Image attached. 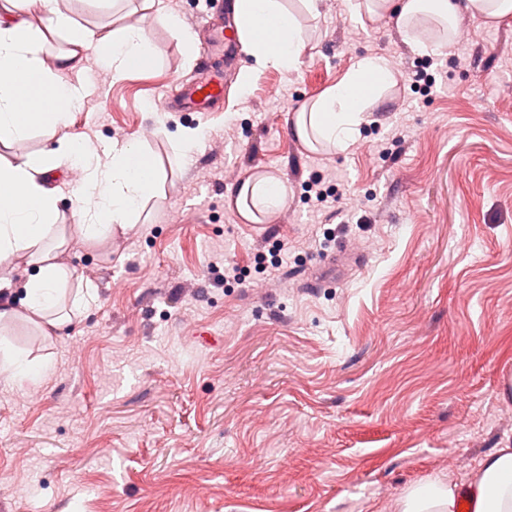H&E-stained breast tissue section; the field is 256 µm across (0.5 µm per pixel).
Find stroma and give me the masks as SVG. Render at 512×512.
Segmentation results:
<instances>
[{"mask_svg": "<svg viewBox=\"0 0 512 512\" xmlns=\"http://www.w3.org/2000/svg\"><path fill=\"white\" fill-rule=\"evenodd\" d=\"M133 12L155 60L114 78L98 53L68 74L80 109L34 131L12 161L78 135L98 150L136 139L165 170L133 229L82 237L72 196L82 174L47 175L61 194L57 258L95 292L51 339L0 329L47 359L0 384V512H399L429 478L468 479L512 446V16L468 18L451 46L410 50L394 19L361 24L346 0L301 17L295 69L225 65L224 103L176 112L163 101L209 51L215 0ZM392 59L396 83L373 101L343 152H308L290 133L299 106L355 59ZM435 75L423 94L417 70ZM201 140L180 161L173 133ZM278 176L286 208L269 224L238 213L227 188ZM335 180L315 212L312 177ZM288 243L265 272L254 256ZM349 259L319 285L339 250ZM241 278L225 285V261Z\"/></svg>", "mask_w": 512, "mask_h": 512, "instance_id": "stroma-1", "label": "stroma"}]
</instances>
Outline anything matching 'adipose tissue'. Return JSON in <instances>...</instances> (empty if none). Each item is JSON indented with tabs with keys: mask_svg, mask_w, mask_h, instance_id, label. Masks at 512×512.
<instances>
[{
	"mask_svg": "<svg viewBox=\"0 0 512 512\" xmlns=\"http://www.w3.org/2000/svg\"><path fill=\"white\" fill-rule=\"evenodd\" d=\"M321 0H234L233 13L242 50L253 64L242 80L269 67L294 69L305 49L300 14L318 17ZM57 0H0V143L26 138L46 124L64 125L80 106L79 89L65 81L80 67L89 49H97L115 75L150 63L153 49L142 30L127 24L94 33L60 12ZM358 21L379 22L395 14L408 32L416 53L447 45L466 16L497 24L512 16V0H348ZM37 15L45 25L34 24ZM65 37L69 47L45 66L42 48L51 36ZM395 80L387 60L378 55L357 58L345 76L296 112L292 134L308 151L328 145L347 150L366 121L365 112L377 94ZM72 161L83 172L72 195L85 223V239L98 240L133 225L142 204L163 182L160 164L135 139L113 142L99 156L80 136H69L57 156L0 160V266L25 261L32 269L16 297L10 278L0 277V323L24 322L42 336L53 337L70 323L71 311L88 307L92 292L69 293L72 270L57 262L46 241L58 230L56 194L43 174L58 159ZM241 216L253 224L271 222L286 206L283 182L272 174L247 177L231 188ZM468 495L473 512H512V448L486 454L467 487L437 477L405 492L400 512H457L461 495Z\"/></svg>",
	"mask_w": 512,
	"mask_h": 512,
	"instance_id": "1",
	"label": "adipose tissue"
}]
</instances>
